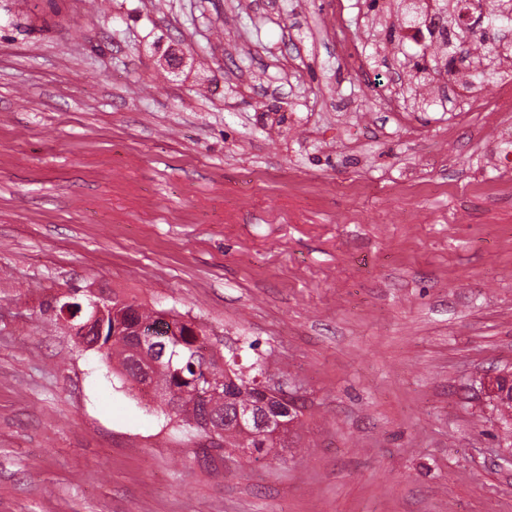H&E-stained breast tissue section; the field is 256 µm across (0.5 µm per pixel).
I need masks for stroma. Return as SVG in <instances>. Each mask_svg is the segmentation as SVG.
I'll use <instances>...</instances> for the list:
<instances>
[{"mask_svg": "<svg viewBox=\"0 0 512 512\" xmlns=\"http://www.w3.org/2000/svg\"><path fill=\"white\" fill-rule=\"evenodd\" d=\"M91 2L0 0V512H512V112L369 0ZM93 294L257 341L289 448L147 410Z\"/></svg>", "mask_w": 512, "mask_h": 512, "instance_id": "obj_1", "label": "stroma"}]
</instances>
